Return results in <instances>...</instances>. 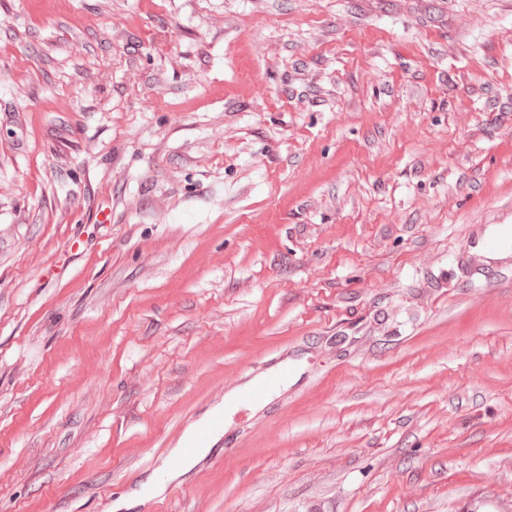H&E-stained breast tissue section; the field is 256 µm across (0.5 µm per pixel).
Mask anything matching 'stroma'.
Wrapping results in <instances>:
<instances>
[{"instance_id":"1","label":"stroma","mask_w":512,"mask_h":512,"mask_svg":"<svg viewBox=\"0 0 512 512\" xmlns=\"http://www.w3.org/2000/svg\"><path fill=\"white\" fill-rule=\"evenodd\" d=\"M104 223H97L99 213ZM512 0H0V512H512ZM506 245H510L512 249V225L492 224L490 228L486 227L480 235L470 237L465 245V250L468 252L477 250L493 255L502 251ZM292 370L289 368L288 363L282 362L280 364L278 375H264L257 378L256 385L250 389L245 390L239 394L237 403V390L231 391L224 397V404L217 406L209 415L204 417L202 424H205L213 415L227 411V413L234 412L239 404L243 410L251 411L252 408L260 405L268 395L273 391L280 378L289 376ZM208 430H201L198 432L196 439L187 447L184 451L183 457H178L175 459H172L169 461L168 466L170 469L178 468L181 464L184 458L191 457L195 454L196 448H198V444L205 441L208 438ZM210 444L206 448H198L197 456H202L208 453L211 448H209ZM197 458L191 457L188 459H185L183 466L180 469L172 470L167 473V482L176 480L179 478L182 474L190 470L196 463ZM165 488L166 485L156 482L153 476L148 479L142 490L135 491L128 497L115 501L114 505L112 504V508L114 507L116 510H127L137 505H144L145 502L153 497L161 495Z\"/></svg>"}]
</instances>
